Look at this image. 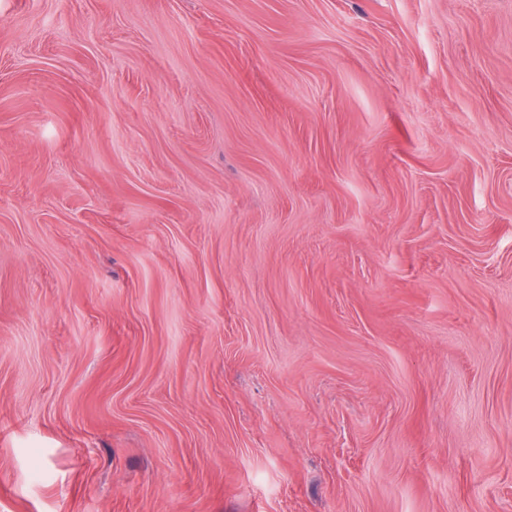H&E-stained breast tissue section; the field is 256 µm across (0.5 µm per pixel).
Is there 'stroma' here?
I'll use <instances>...</instances> for the list:
<instances>
[{"label": "stroma", "instance_id": "35a3bbf8", "mask_svg": "<svg viewBox=\"0 0 512 512\" xmlns=\"http://www.w3.org/2000/svg\"><path fill=\"white\" fill-rule=\"evenodd\" d=\"M0 512H512V0H0Z\"/></svg>", "mask_w": 512, "mask_h": 512}]
</instances>
